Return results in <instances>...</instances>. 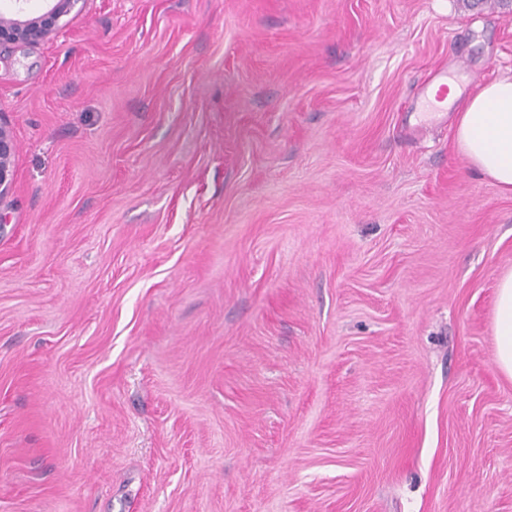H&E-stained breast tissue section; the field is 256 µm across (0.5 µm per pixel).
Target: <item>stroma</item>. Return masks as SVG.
<instances>
[{
    "label": "stroma",
    "instance_id": "obj_1",
    "mask_svg": "<svg viewBox=\"0 0 512 512\" xmlns=\"http://www.w3.org/2000/svg\"><path fill=\"white\" fill-rule=\"evenodd\" d=\"M0 47V512H512V194L416 125L501 0H78ZM15 152L16 146L11 132L0 118V198L11 189ZM494 362L512 379V272L503 275L496 289L494 306Z\"/></svg>",
    "mask_w": 512,
    "mask_h": 512
}]
</instances>
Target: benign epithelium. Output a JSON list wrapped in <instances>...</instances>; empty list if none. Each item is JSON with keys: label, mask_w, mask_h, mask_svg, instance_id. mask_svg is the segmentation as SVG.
I'll return each instance as SVG.
<instances>
[{"label": "benign epithelium", "mask_w": 512, "mask_h": 512, "mask_svg": "<svg viewBox=\"0 0 512 512\" xmlns=\"http://www.w3.org/2000/svg\"><path fill=\"white\" fill-rule=\"evenodd\" d=\"M24 0H12L11 9H0V45L9 42L38 41L48 38L60 17L73 8L79 0H47L48 9L36 17L21 14ZM16 152L9 128L0 121V197L7 194L12 185V166Z\"/></svg>", "instance_id": "7a95c632"}]
</instances>
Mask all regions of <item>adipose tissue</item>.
Returning a JSON list of instances; mask_svg holds the SVG:
<instances>
[{"label": "adipose tissue", "instance_id": "obj_1", "mask_svg": "<svg viewBox=\"0 0 512 512\" xmlns=\"http://www.w3.org/2000/svg\"><path fill=\"white\" fill-rule=\"evenodd\" d=\"M455 139L471 168L512 194V70L467 98L455 114ZM494 336V362L512 379V272L497 284Z\"/></svg>", "mask_w": 512, "mask_h": 512}]
</instances>
